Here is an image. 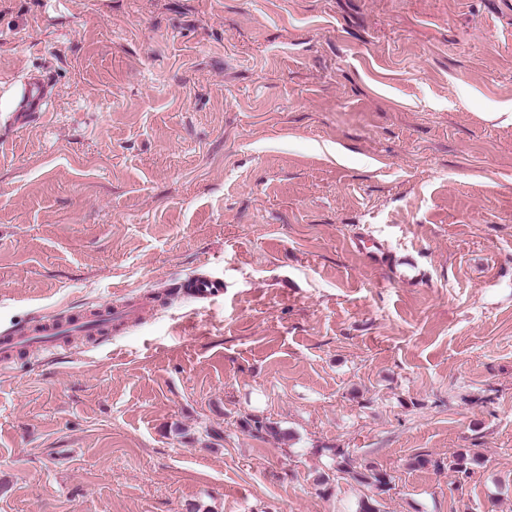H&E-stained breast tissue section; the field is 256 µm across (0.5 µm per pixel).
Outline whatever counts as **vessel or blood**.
Wrapping results in <instances>:
<instances>
[{"label": "vessel or blood", "instance_id": "1", "mask_svg": "<svg viewBox=\"0 0 512 512\" xmlns=\"http://www.w3.org/2000/svg\"><path fill=\"white\" fill-rule=\"evenodd\" d=\"M143 308L136 303L117 305L106 303L92 317L75 314H44L36 323L20 331L0 335V366L8 367L22 352L38 351L54 353L67 351L73 346L75 336L89 334L102 341L111 336L113 330L142 319Z\"/></svg>", "mask_w": 512, "mask_h": 512}]
</instances>
